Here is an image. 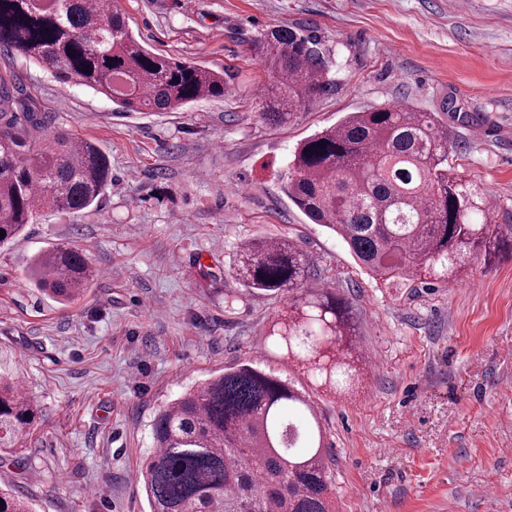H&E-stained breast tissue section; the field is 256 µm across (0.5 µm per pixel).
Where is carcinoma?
I'll return each instance as SVG.
<instances>
[{
    "mask_svg": "<svg viewBox=\"0 0 512 512\" xmlns=\"http://www.w3.org/2000/svg\"><path fill=\"white\" fill-rule=\"evenodd\" d=\"M257 46L272 80L264 119L286 124L336 87L333 61L315 36L278 26ZM0 53L46 67L112 98L121 112H171L224 97V71L144 48L116 0H0ZM13 74L0 75V246L46 210L78 212L111 183L94 143L49 130ZM448 130L432 112L392 104L350 112L296 148L281 176L293 204L347 244L376 280L459 283L466 257L512 253L511 224H477L479 193L449 165ZM313 261L293 240L256 238L237 252L235 277L252 291L289 297L269 336L286 360L308 364L320 384L344 389L360 369L336 357L357 325L347 303L307 285ZM61 304L94 277L86 254L58 245L28 267ZM37 404L0 383V451L23 442ZM138 482L151 512H333L332 471L321 418L288 379L249 363L224 369L163 406ZM0 512H32L0 489Z\"/></svg>",
    "mask_w": 512,
    "mask_h": 512,
    "instance_id": "1",
    "label": "carcinoma"
}]
</instances>
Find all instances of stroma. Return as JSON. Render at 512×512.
<instances>
[{"label": "stroma", "instance_id": "stroma-1", "mask_svg": "<svg viewBox=\"0 0 512 512\" xmlns=\"http://www.w3.org/2000/svg\"><path fill=\"white\" fill-rule=\"evenodd\" d=\"M154 53L227 74L223 98L118 112L107 97L0 54L52 130L95 143L112 182L97 207L44 212L0 247V380L39 416L0 457V486L34 512H150L137 483L151 423L191 385L256 362L309 393L326 427L336 512H512V255H472L448 288H387L285 195L302 140L346 113L403 102L432 112L480 192L476 222L512 224V0H119ZM276 26L315 34L336 89L287 125L261 117L255 55ZM290 237L309 282L347 299L375 369L338 393L288 365L269 335L286 306L230 271L239 247ZM97 274L63 305L29 280L53 246Z\"/></svg>", "mask_w": 512, "mask_h": 512}]
</instances>
